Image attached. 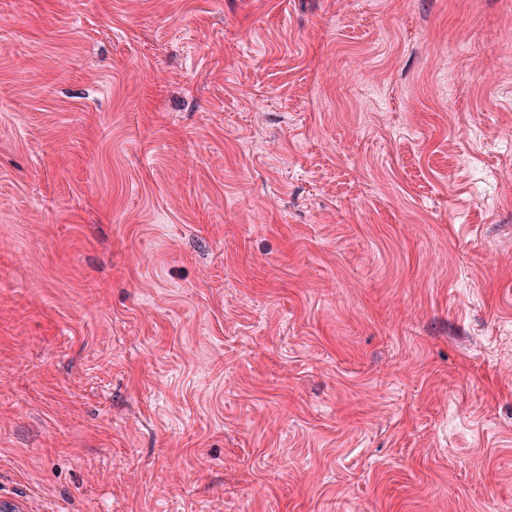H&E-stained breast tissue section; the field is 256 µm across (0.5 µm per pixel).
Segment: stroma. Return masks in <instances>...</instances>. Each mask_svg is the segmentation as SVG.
I'll list each match as a JSON object with an SVG mask.
<instances>
[{"label": "stroma", "instance_id": "1", "mask_svg": "<svg viewBox=\"0 0 512 512\" xmlns=\"http://www.w3.org/2000/svg\"><path fill=\"white\" fill-rule=\"evenodd\" d=\"M0 502L512 512V0H0Z\"/></svg>", "mask_w": 512, "mask_h": 512}]
</instances>
